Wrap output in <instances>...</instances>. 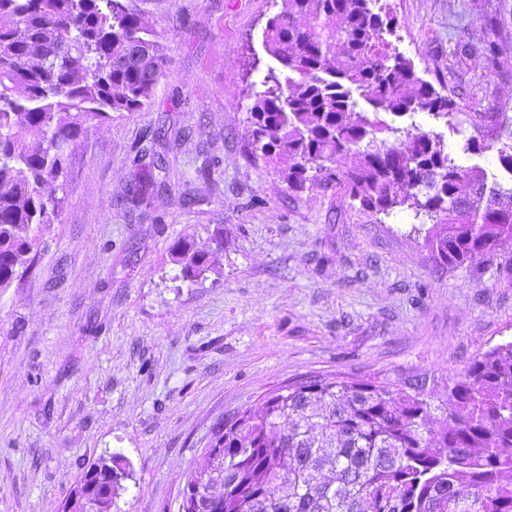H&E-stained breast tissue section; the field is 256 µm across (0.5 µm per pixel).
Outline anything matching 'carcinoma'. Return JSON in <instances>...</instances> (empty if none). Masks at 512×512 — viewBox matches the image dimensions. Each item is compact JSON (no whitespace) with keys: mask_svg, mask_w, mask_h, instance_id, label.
Segmentation results:
<instances>
[{"mask_svg":"<svg viewBox=\"0 0 512 512\" xmlns=\"http://www.w3.org/2000/svg\"><path fill=\"white\" fill-rule=\"evenodd\" d=\"M376 0H282L262 37L278 62L261 81L247 140L282 165L288 188H336L375 214L397 209L432 220L427 245L441 265L512 243V185L462 167L441 135L379 118L427 110L474 134L462 151L502 144L512 174V116L463 112L416 76L384 38L395 21ZM482 52L512 49V0H498ZM163 47L125 0H0V289L34 262L64 198L63 176L85 125L150 103ZM401 141L398 149L387 136ZM136 149L138 207L168 190L165 158ZM181 278L210 268L190 238L172 246ZM450 406L415 386L307 376L278 388L256 411L224 420L222 454L186 482L224 488L223 512H512V340L472 359L448 382ZM441 412L440 428L432 429ZM94 466L127 477L120 453Z\"/></svg>","mask_w":512,"mask_h":512,"instance_id":"carcinoma-1","label":"carcinoma"}]
</instances>
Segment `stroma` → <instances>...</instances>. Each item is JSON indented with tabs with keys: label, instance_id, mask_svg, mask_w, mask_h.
<instances>
[{
	"label": "stroma",
	"instance_id": "obj_1",
	"mask_svg": "<svg viewBox=\"0 0 512 512\" xmlns=\"http://www.w3.org/2000/svg\"><path fill=\"white\" fill-rule=\"evenodd\" d=\"M166 75L150 104L87 125L67 165L60 223L0 290V512H62L80 476L123 454L112 512H181L214 425L298 377L424 382L434 404L479 353L512 338V264L435 262L411 209L376 215L336 190L295 193L256 159L250 88L276 61L262 30L278 0H132ZM386 38L468 112L512 113V53L479 48L495 0H379ZM442 135L460 165L505 181L497 150L462 152L470 125L399 118ZM174 192L134 207L131 158L160 127ZM212 164L208 181L197 170ZM224 245L194 281L173 243Z\"/></svg>",
	"mask_w": 512,
	"mask_h": 512
}]
</instances>
